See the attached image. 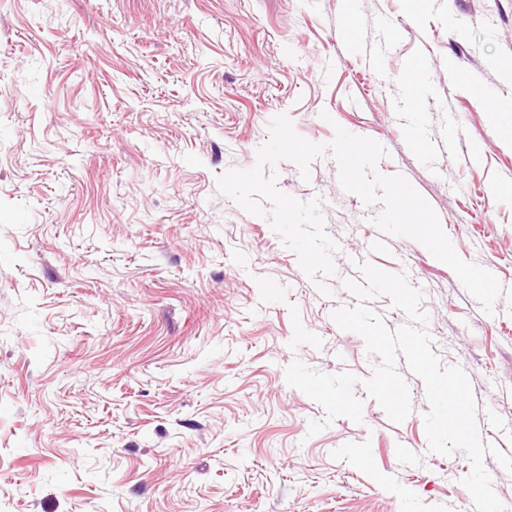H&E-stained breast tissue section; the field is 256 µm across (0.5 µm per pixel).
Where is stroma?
<instances>
[{
	"mask_svg": "<svg viewBox=\"0 0 512 512\" xmlns=\"http://www.w3.org/2000/svg\"><path fill=\"white\" fill-rule=\"evenodd\" d=\"M353 15L377 70L343 29ZM512 0H0V512H460L463 452L426 454L422 380L391 422L376 364L333 311L381 204L342 189L331 155L283 193L321 198L337 250L317 293L263 216L219 193L273 119L381 143L458 255L512 289V141L472 93L512 96ZM428 62L413 124L394 107ZM457 145L448 149V132ZM367 263L415 279L443 366L471 370L488 435L512 457V306L494 315L418 241ZM359 379L363 420L290 387L293 362ZM365 439L367 462L338 452ZM421 449L407 466L398 443Z\"/></svg>",
	"mask_w": 512,
	"mask_h": 512,
	"instance_id": "stroma-1",
	"label": "stroma"
}]
</instances>
